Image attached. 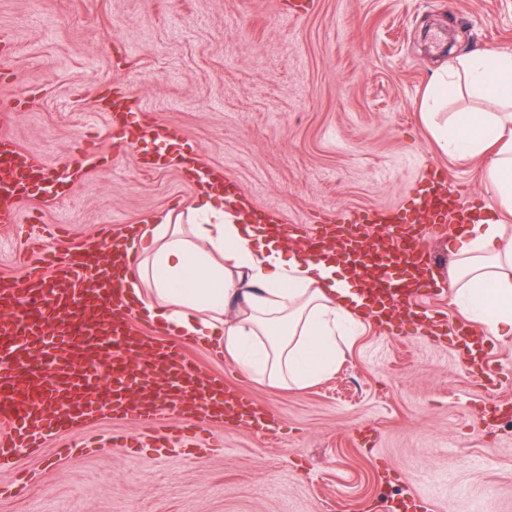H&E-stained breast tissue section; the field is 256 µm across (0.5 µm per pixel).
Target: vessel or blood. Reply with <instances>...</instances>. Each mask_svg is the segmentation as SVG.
<instances>
[{
  "label": "vessel or blood",
  "instance_id": "b4317fda",
  "mask_svg": "<svg viewBox=\"0 0 512 512\" xmlns=\"http://www.w3.org/2000/svg\"><path fill=\"white\" fill-rule=\"evenodd\" d=\"M10 115L0 116V224H15L18 199L33 194L28 173L49 182L50 165L23 154L10 132ZM151 136L168 141V152L146 162L147 168L186 167L192 159L176 132L156 126ZM427 191L415 200L411 213L368 210L339 222L322 224L316 231H303V252L315 257L337 245L351 259V274L366 286L371 300L369 312L379 323L402 314H415L430 334L454 333L469 349L468 366L494 390L496 378L482 351L480 333L466 326L449 329L447 315L428 313L422 304L426 291L437 287L435 261L427 247L432 224H474L482 209L466 204L459 189L436 169L425 174ZM431 224H424V217ZM386 258L390 267L404 269L402 282L385 283L374 276L365 257ZM116 284L93 277L81 253L53 251L46 267L29 270L24 287L0 280V336L7 341L25 337L22 353H0V466L9 464L20 448L40 446L47 436L69 429L75 421L70 402H80L92 411L100 407V384L112 387V410L144 420L167 413L208 417L224 415L236 396L220 387L203 386L195 369L187 363L177 341L155 337L141 339L128 325L127 306L114 302ZM52 331L61 338L80 334L81 347L61 357L59 370L69 375L74 365L87 374L84 388L62 391L55 383L40 381L33 364L37 336Z\"/></svg>",
  "mask_w": 512,
  "mask_h": 512
}]
</instances>
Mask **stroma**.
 Returning <instances> with one entry per match:
<instances>
[{
	"label": "stroma",
	"mask_w": 512,
	"mask_h": 512,
	"mask_svg": "<svg viewBox=\"0 0 512 512\" xmlns=\"http://www.w3.org/2000/svg\"><path fill=\"white\" fill-rule=\"evenodd\" d=\"M0 29L15 38L0 57L13 136L60 169L91 153L65 197L24 198L19 223L0 224V276L22 281L32 238L54 246L56 224L75 247L104 224L118 235L161 214L188 221L196 173L146 171L164 141L129 151L115 136L158 124L192 145L215 198L243 193L258 221L311 227L394 210L430 166L499 209L480 162L438 148L420 101L443 61L512 51V0H306L298 16L280 0H0ZM125 84L132 110L109 121L97 101ZM416 324L368 325L335 372L301 389L184 344L190 364L274 413L277 429L164 415L158 428L194 430L197 452L134 453L109 438L142 436L141 424L90 416L0 468V512H380L386 497L512 512V421L490 434L479 420L484 404L512 400V349L487 342L491 393L455 337L438 343Z\"/></svg>",
	"instance_id": "obj_1"
}]
</instances>
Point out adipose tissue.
<instances>
[{"instance_id":"obj_1","label":"adipose tissue","mask_w":512,"mask_h":512,"mask_svg":"<svg viewBox=\"0 0 512 512\" xmlns=\"http://www.w3.org/2000/svg\"><path fill=\"white\" fill-rule=\"evenodd\" d=\"M489 110L448 112L459 90ZM421 110L453 159L484 161V179L512 212V52L484 50L438 68ZM124 295L147 323L203 342L250 377L299 388L336 369L342 340L364 328L360 286L334 260L286 249L235 210L203 201L189 224L159 216L121 241ZM458 309L512 346V226L467 225L447 271Z\"/></svg>"}]
</instances>
